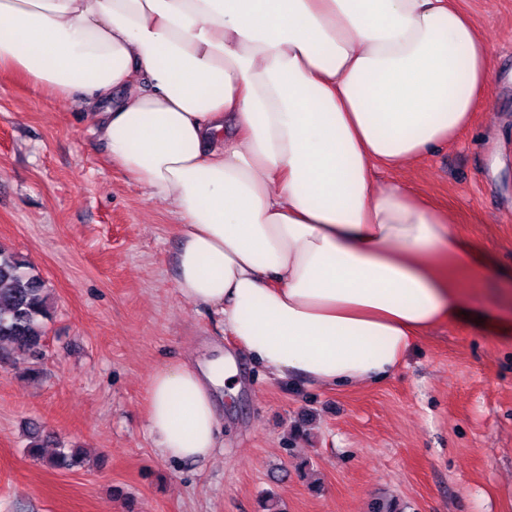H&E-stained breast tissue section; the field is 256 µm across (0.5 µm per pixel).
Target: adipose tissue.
<instances>
[{
    "instance_id": "1",
    "label": "adipose tissue",
    "mask_w": 512,
    "mask_h": 512,
    "mask_svg": "<svg viewBox=\"0 0 512 512\" xmlns=\"http://www.w3.org/2000/svg\"><path fill=\"white\" fill-rule=\"evenodd\" d=\"M0 66L80 97L112 163L180 224L176 289L274 379L381 381L471 308L478 255L403 181L454 144L491 62L455 0H0ZM223 359L147 384L158 453L220 446Z\"/></svg>"
}]
</instances>
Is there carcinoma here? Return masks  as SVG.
<instances>
[{"mask_svg": "<svg viewBox=\"0 0 512 512\" xmlns=\"http://www.w3.org/2000/svg\"><path fill=\"white\" fill-rule=\"evenodd\" d=\"M51 309L45 281L27 270L26 263L16 253L0 246V354L19 352L39 358ZM28 437L26 452L40 458L45 438L35 426L29 428ZM80 459L79 449L64 448L50 460V465L69 469L80 463Z\"/></svg>", "mask_w": 512, "mask_h": 512, "instance_id": "cac0c4a2", "label": "carcinoma"}]
</instances>
